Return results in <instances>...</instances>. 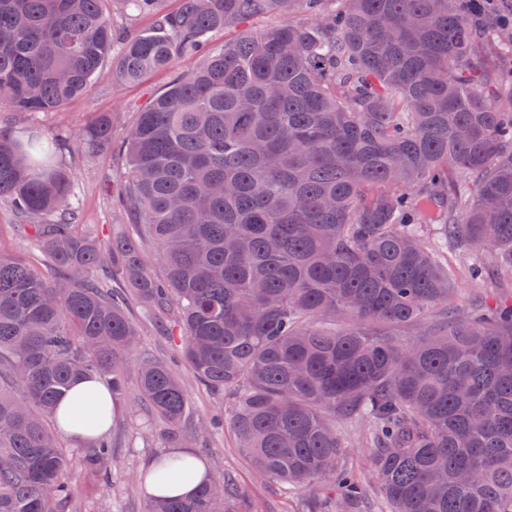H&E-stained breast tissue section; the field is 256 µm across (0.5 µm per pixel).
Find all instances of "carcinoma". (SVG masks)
<instances>
[{"mask_svg": "<svg viewBox=\"0 0 512 512\" xmlns=\"http://www.w3.org/2000/svg\"><path fill=\"white\" fill-rule=\"evenodd\" d=\"M104 2L0 0V103L52 112L99 77L135 84L200 60L125 131L121 206L142 237L109 250L79 223L59 140L0 124V202L54 269L0 251V512H68L50 422L75 380L126 398L138 325L114 279L167 323L255 471L312 493L306 512H358L353 421L388 512H512V301L428 322L456 277L431 226L512 279V86L484 68L512 26L481 0H123L154 29L115 57ZM271 14L208 49L212 32ZM76 139L112 145V117ZM135 376L179 440L172 368L146 357ZM82 464L110 481L111 442L89 440ZM189 469L172 455L154 480ZM242 497L215 474L147 512H234Z\"/></svg>", "mask_w": 512, "mask_h": 512, "instance_id": "carcinoma-1", "label": "carcinoma"}]
</instances>
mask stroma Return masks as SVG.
<instances>
[{"instance_id":"obj_1","label":"stroma","mask_w":512,"mask_h":512,"mask_svg":"<svg viewBox=\"0 0 512 512\" xmlns=\"http://www.w3.org/2000/svg\"><path fill=\"white\" fill-rule=\"evenodd\" d=\"M195 64L192 58L179 59L172 69L154 73L136 86L124 85L109 76L100 77L87 92L56 112H16L0 106V122L12 126L23 139L66 136L62 159L74 177L80 221L90 227L99 242L107 243L116 225L124 221L107 192L108 187L118 186L122 180L123 159L114 149L86 154L74 135L103 112L111 113L113 132L122 135L150 98L168 86L175 73L189 70ZM455 286L458 293L454 309L460 313L494 304L497 299L512 294V283H498L490 278L473 283L460 277ZM130 313L141 322L139 353H149L167 362L188 395L190 418L177 445L207 464L220 467L225 475L239 483L244 490L239 504L241 512H295L308 499V492L301 491L296 498H289L280 486L254 471L231 431L202 430V423L219 411L218 400L196 380L189 366L176 357L172 342L162 329L144 320L139 306H131ZM128 392V399L113 412L110 482L90 479L79 460L81 444L65 437L60 440L71 457L67 480L74 492V512H146L144 475L156 458L171 451L174 444L166 440L162 427L153 421L137 385H130Z\"/></svg>"}]
</instances>
